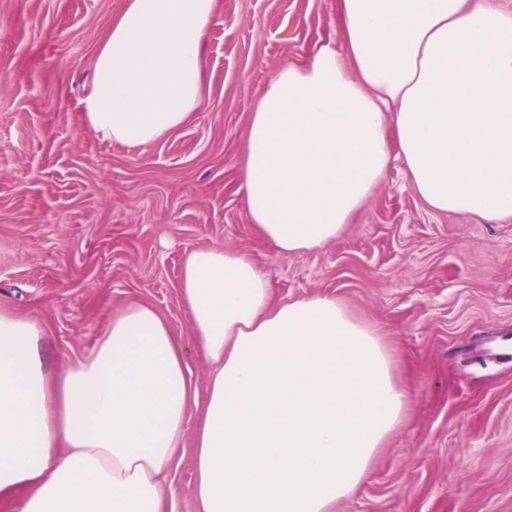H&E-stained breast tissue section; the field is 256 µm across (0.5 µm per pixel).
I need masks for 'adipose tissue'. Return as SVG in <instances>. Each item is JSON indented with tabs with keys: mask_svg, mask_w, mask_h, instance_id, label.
<instances>
[{
	"mask_svg": "<svg viewBox=\"0 0 512 512\" xmlns=\"http://www.w3.org/2000/svg\"><path fill=\"white\" fill-rule=\"evenodd\" d=\"M339 40L280 66L244 132L249 221L280 252L341 235L393 165L437 212L512 219V9L500 0H336ZM216 0H126L96 52L83 127L147 146L206 90ZM181 295L212 366L152 306H120L92 351L48 369L33 319L0 308V498L17 512H164L193 403L200 512H332L400 426L377 330L340 299L273 303L243 251L189 253Z\"/></svg>",
	"mask_w": 512,
	"mask_h": 512,
	"instance_id": "1",
	"label": "adipose tissue"
}]
</instances>
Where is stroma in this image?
I'll return each mask as SVG.
<instances>
[{
  "mask_svg": "<svg viewBox=\"0 0 512 512\" xmlns=\"http://www.w3.org/2000/svg\"><path fill=\"white\" fill-rule=\"evenodd\" d=\"M335 0H217L203 104L140 147L83 129L77 103L124 0H0V306L45 331L50 367L87 356L121 304L155 307L189 352L187 255L246 252L275 302L342 300L398 359L401 426L334 512H512V221L426 207L392 166L326 247L288 255L250 224L242 136L274 71L335 35ZM191 437L167 475L166 512H199Z\"/></svg>",
  "mask_w": 512,
  "mask_h": 512,
  "instance_id": "35a3bbf8",
  "label": "stroma"
}]
</instances>
